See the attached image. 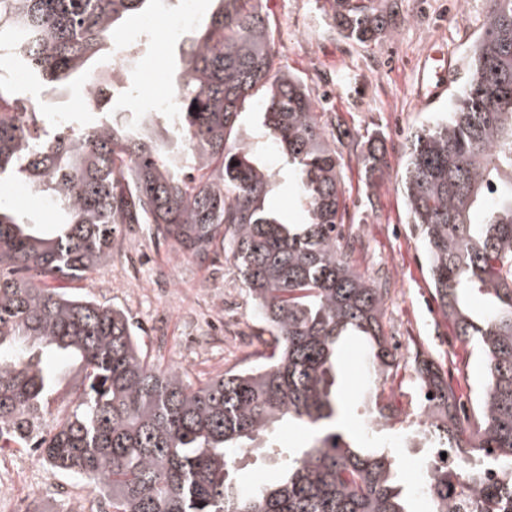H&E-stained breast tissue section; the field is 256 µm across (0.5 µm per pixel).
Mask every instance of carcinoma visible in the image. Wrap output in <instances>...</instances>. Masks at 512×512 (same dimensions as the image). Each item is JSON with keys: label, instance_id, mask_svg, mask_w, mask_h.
Segmentation results:
<instances>
[{"label": "carcinoma", "instance_id": "obj_1", "mask_svg": "<svg viewBox=\"0 0 512 512\" xmlns=\"http://www.w3.org/2000/svg\"><path fill=\"white\" fill-rule=\"evenodd\" d=\"M214 2L180 55L170 139L157 134L160 114L132 110H100L90 123L52 131L42 106L21 103L0 75V181L24 180L62 214L46 230L0 205V448H34L53 468L91 479L112 512H412L393 452L336 431L345 337L366 348L378 426L398 413L385 390L399 369L382 324L386 289L353 269L340 235L336 141L308 87L276 66L274 31L254 0ZM154 4L0 0V63L23 61L46 85L76 74L85 87H104L109 79L87 62L119 43L122 20ZM332 11L358 45L390 32L377 0H332ZM469 63L448 115L412 136L401 187L438 308L457 338L475 344L487 378L471 430L447 376L415 355L413 438L481 457L484 466L461 472L480 497L472 512H512V0H490ZM254 100L295 176L302 224L267 206L274 175L235 139ZM378 152L372 144L361 156L371 175L381 172ZM120 224L147 225L182 256L224 250L272 353L195 383L148 361L121 309L45 286L92 274L111 257ZM475 289L490 300L480 317L467 300ZM56 351L82 380L71 410L46 432ZM287 422L311 430L312 442L286 451L275 480L242 489L236 456L272 447ZM448 475L435 461L427 467L431 512H461L448 502Z\"/></svg>", "mask_w": 512, "mask_h": 512}]
</instances>
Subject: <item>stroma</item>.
<instances>
[{
    "label": "stroma",
    "instance_id": "stroma-1",
    "mask_svg": "<svg viewBox=\"0 0 512 512\" xmlns=\"http://www.w3.org/2000/svg\"><path fill=\"white\" fill-rule=\"evenodd\" d=\"M391 8L395 29L377 44L362 49L336 40L330 0H262L275 30V49L282 66L304 79L320 98V121L336 141L343 157L342 189L346 215L342 227L355 270L387 288L383 313L386 335L401 337L398 352L401 388L394 401L400 414L386 426L370 423L368 390L372 386L363 344L344 345L341 387L343 432L366 447L392 449L399 458L412 500L413 512H431L420 491L421 462L426 448H409L405 435L415 418L410 405L417 399L410 362L424 353L446 372L465 412H472L484 382L480 357L454 336L431 295L427 266L417 231L409 224L401 190V172L411 134L448 110L447 97L425 100L422 92L430 76L423 72L426 56L443 55L450 64V84L464 80L470 45L480 33L488 0H380ZM190 29L159 21L145 29L142 18L125 26L122 38L144 56L141 69L114 68L111 52L93 57L90 68L108 73L120 87V98L110 102L114 112L127 111L126 91L143 89L140 107H148L173 81L176 62ZM21 98L40 101L49 127L76 119L93 120L84 111L80 91L67 88L53 93L34 77H16L7 70ZM238 141L250 144L265 164L278 174L270 196L285 222L303 219L294 180L283 169L270 146L269 134L257 109L241 112L235 125ZM383 144L382 173L368 175L359 162L369 142ZM0 202L38 224L60 219L45 198L23 184L0 188ZM55 287L123 309L138 328L142 348L150 361L189 371L206 379L254 361L268 351L271 337L264 329L238 272L224 254L206 261L176 256L170 244L150 238L140 224H124L112 240V255L89 278L58 279ZM25 461L26 480L36 488H50L43 502L51 512H65L67 498L92 492L88 479L60 472L15 449Z\"/></svg>",
    "mask_w": 512,
    "mask_h": 512
}]
</instances>
